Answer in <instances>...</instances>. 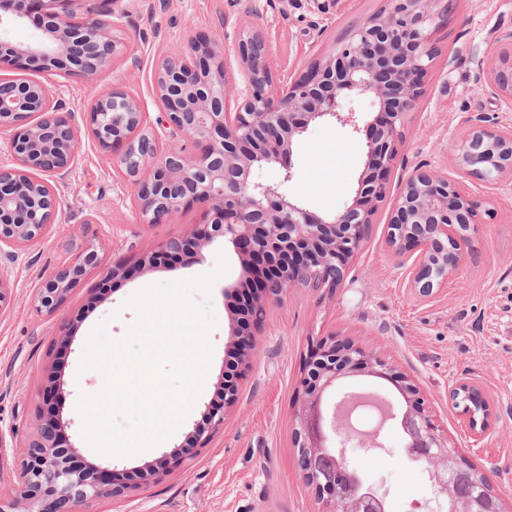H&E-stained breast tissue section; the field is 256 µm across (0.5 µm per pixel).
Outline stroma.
I'll return each instance as SVG.
<instances>
[{
    "label": "stroma",
    "instance_id": "obj_1",
    "mask_svg": "<svg viewBox=\"0 0 512 512\" xmlns=\"http://www.w3.org/2000/svg\"><path fill=\"white\" fill-rule=\"evenodd\" d=\"M386 0H83L86 9L112 13L123 43L109 69L113 86L131 91L164 152L175 133L164 121L155 91L159 60L205 34L218 43L239 26L255 24L271 45L276 74L300 76L346 29L384 8ZM512 31V0H453L448 22L436 34L438 52L424 92L407 116L406 139L390 176L391 192L420 165L463 178L455 143L469 126L489 120L512 130V110L501 106L486 81L497 39ZM364 135L333 124L310 125L293 155L288 193L314 211H332L352 196L363 169ZM59 211L45 237L25 247L8 270L12 296L0 309V492L22 484L23 449L46 407L42 390L55 381L57 411L80 456L94 467L132 473L165 454L180 463L161 481L131 488L117 500L87 504L79 512H325V502L297 463L294 413L302 368L312 346L339 335L394 365L421 389L424 409L441 436L504 494L512 512V175L497 187L471 180L478 222L469 255L444 288L428 297L410 285L387 239L388 206L349 264L340 288H301L284 304L270 305L255 336L251 369L239 382L236 404L206 445L190 440L233 345L234 299L225 288L245 272L238 251L223 239L204 248L200 263L181 261L139 269L141 256L165 239L200 223L205 205L173 213L161 224H143L132 186L111 154L81 134L77 163L66 174H48ZM93 248L103 258L70 292L55 314L37 313L33 299L43 280L71 256ZM225 256L228 273L212 289L217 326L210 334L212 360L201 394L174 435L132 457L95 451L83 438L80 394L100 391L99 371H80L88 337L107 322L111 337L125 334L134 313L126 300L152 284L188 279L212 270ZM121 265L127 277L107 278ZM465 384L486 402L484 426L454 405L450 387ZM381 449L347 451L350 465L382 493L390 512H424L435 491L428 472L409 466L400 431L385 427Z\"/></svg>",
    "mask_w": 512,
    "mask_h": 512
}]
</instances>
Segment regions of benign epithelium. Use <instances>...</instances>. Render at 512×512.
<instances>
[{
	"label": "benign epithelium",
	"mask_w": 512,
	"mask_h": 512,
	"mask_svg": "<svg viewBox=\"0 0 512 512\" xmlns=\"http://www.w3.org/2000/svg\"><path fill=\"white\" fill-rule=\"evenodd\" d=\"M78 0H0V28L39 16L45 34L25 44L0 37V60L24 69L36 64L59 80L0 83V130L15 166L0 168V310L12 288L5 270L19 251L38 241L55 222L59 201L51 186L31 178L29 169L66 173L77 158V128L60 115L62 81L79 76L99 79L120 53L114 22L100 13L73 21ZM441 0H388L361 25L346 30L332 49L299 77H281L270 65L263 31L246 29L234 45L244 79L234 89L237 111H230L224 55L208 40L191 41L180 54L164 58L157 69V90L168 121L200 147L188 156L180 148L157 155L143 132V115L133 96L114 89L88 107L86 125L101 149L123 147L118 162L132 178L135 205L143 224H157L192 203L208 205L202 223L172 237L144 255L143 268L177 262L200 263L203 248L216 238L240 253L247 277L238 284L253 291L241 311L234 343L240 356L222 377L221 400L207 406L192 437L205 444L224 425L226 409L238 396V379L252 365V329L267 307L281 303L297 288L335 290L349 263L370 233L387 196L389 176L403 144L404 122L423 92L434 55V35L448 21ZM488 84L506 108L512 107V32L498 40ZM372 99L375 115L359 125L356 112L342 101ZM38 116L31 124L29 118ZM312 123L338 124L365 132V162L354 195L342 208L317 213L287 193L292 156ZM459 165L494 184L512 171V132L484 121L472 126L457 146ZM277 166L279 179L251 178L252 170ZM478 211L471 193L438 171L417 169L394 200L388 241L394 251L416 254L411 284L423 296L448 283L469 252L471 226ZM101 258L88 248L44 279L34 296L41 314H54ZM365 372L394 384L405 400L402 424L410 464L425 466L442 495L455 488L456 512H503V494L490 482L462 488L464 463L424 414L420 390L400 380L388 363L346 338L321 340L304 367L301 403L295 413L300 470L320 495L327 512H387V501L363 476L349 469L343 443L356 437L360 448H378L371 434H354L336 407L326 404L336 380ZM23 483L0 512H78L90 501L120 497L137 485L159 481L178 457L163 455L134 476L87 470L68 443L52 411L40 420L37 435L24 448Z\"/></svg>",
	"instance_id": "1"
}]
</instances>
